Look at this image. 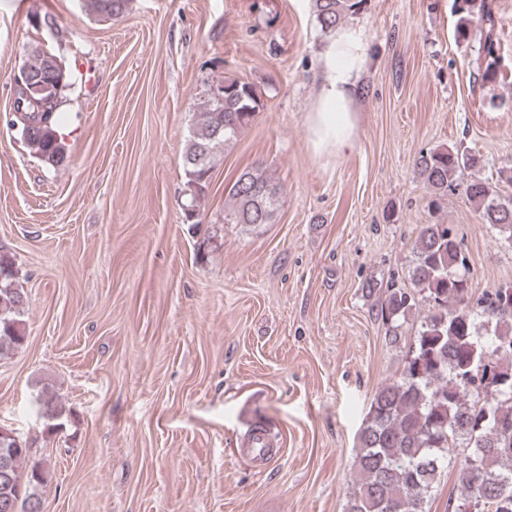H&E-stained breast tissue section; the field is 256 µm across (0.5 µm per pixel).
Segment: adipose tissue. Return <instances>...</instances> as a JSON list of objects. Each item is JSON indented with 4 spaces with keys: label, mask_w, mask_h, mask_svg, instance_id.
<instances>
[{
    "label": "adipose tissue",
    "mask_w": 512,
    "mask_h": 512,
    "mask_svg": "<svg viewBox=\"0 0 512 512\" xmlns=\"http://www.w3.org/2000/svg\"><path fill=\"white\" fill-rule=\"evenodd\" d=\"M368 60L364 29L344 24L329 34L318 58L322 80L307 115L308 140L315 152H343L352 146L356 121L353 105L361 92Z\"/></svg>",
    "instance_id": "1"
}]
</instances>
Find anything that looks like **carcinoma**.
Wrapping results in <instances>:
<instances>
[{"mask_svg":"<svg viewBox=\"0 0 512 512\" xmlns=\"http://www.w3.org/2000/svg\"><path fill=\"white\" fill-rule=\"evenodd\" d=\"M130 0H88L105 19L126 13ZM365 0H314V15L329 34L349 15L359 13ZM459 15L457 38L479 35L474 59L480 85L501 77L499 38L493 0H455ZM70 73L54 54L35 48L30 61L14 79L8 124L18 129L36 157L60 163L65 146L58 139L60 94ZM224 86V100L209 92ZM182 153L188 187L186 207L201 202L213 161L224 147L247 129L264 104L256 88L236 78L205 83ZM480 164L472 153L437 148L416 160V173L436 195H445L464 172ZM466 193L481 210V218L512 241V200H501L484 180L474 177ZM280 189L259 166L244 169L228 190L224 221L257 228L275 222ZM408 274L428 310L406 352L397 379L382 383L374 395L358 437L352 492L346 512H426L425 505L445 465L460 461L459 493L451 512H512V285H500L473 299L469 268L461 242L443 224L421 227ZM15 259L0 253V359L25 342L22 316L28 303L15 286ZM416 308L415 294L395 283L384 291L381 318L385 338L398 346L404 325ZM493 371L486 383L487 370ZM38 438L0 440L9 458L10 476L0 478L3 502H18L16 512H44L37 488L46 479L41 462L33 460Z\"/></svg>","mask_w":512,"mask_h":512,"instance_id":"1","label":"carcinoma"}]
</instances>
